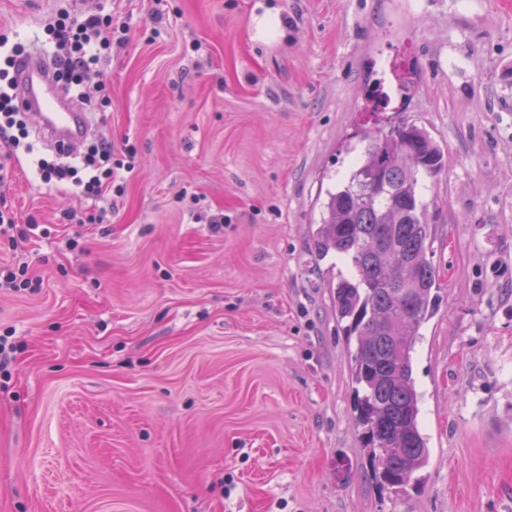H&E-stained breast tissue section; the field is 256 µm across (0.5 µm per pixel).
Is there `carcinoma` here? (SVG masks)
Returning a JSON list of instances; mask_svg holds the SVG:
<instances>
[{
  "label": "carcinoma",
  "mask_w": 512,
  "mask_h": 512,
  "mask_svg": "<svg viewBox=\"0 0 512 512\" xmlns=\"http://www.w3.org/2000/svg\"><path fill=\"white\" fill-rule=\"evenodd\" d=\"M350 152L360 160L326 191L310 253L317 267L329 256L345 265L327 288L339 327L355 341L351 382L366 469L402 495L431 456L414 353L442 301L422 189L445 160L429 132L409 122L363 135Z\"/></svg>",
  "instance_id": "1"
}]
</instances>
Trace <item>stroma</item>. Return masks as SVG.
I'll use <instances>...</instances> for the list:
<instances>
[{"label": "stroma", "mask_w": 512, "mask_h": 512, "mask_svg": "<svg viewBox=\"0 0 512 512\" xmlns=\"http://www.w3.org/2000/svg\"><path fill=\"white\" fill-rule=\"evenodd\" d=\"M56 5L0 0V33L46 46ZM101 5L129 32L89 122L135 168L106 209L40 180L45 139L12 159L0 196L49 233L0 236L42 281L0 289V512H512V0L74 7ZM403 119L446 167L414 363L431 462L395 496L366 472L309 242L348 146Z\"/></svg>", "instance_id": "35a3bbf8"}]
</instances>
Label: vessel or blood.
<instances>
[{"label":"vessel or blood","instance_id":"vessel-or-blood-1","mask_svg":"<svg viewBox=\"0 0 512 512\" xmlns=\"http://www.w3.org/2000/svg\"><path fill=\"white\" fill-rule=\"evenodd\" d=\"M15 70L18 108L38 117L40 135L57 151L72 153L90 133L86 113L58 88L55 69L41 51L18 58Z\"/></svg>","mask_w":512,"mask_h":512}]
</instances>
